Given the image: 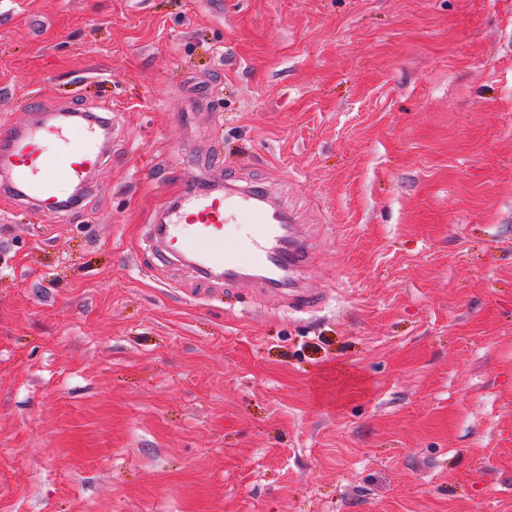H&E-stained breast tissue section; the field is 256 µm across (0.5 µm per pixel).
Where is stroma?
<instances>
[{"instance_id":"1","label":"stroma","mask_w":512,"mask_h":512,"mask_svg":"<svg viewBox=\"0 0 512 512\" xmlns=\"http://www.w3.org/2000/svg\"><path fill=\"white\" fill-rule=\"evenodd\" d=\"M109 120L0 194V512H512V0H0V127ZM268 189L290 287L151 234ZM75 113L50 114L29 131L0 130L1 186L20 200L39 202L53 212L63 202L61 180L83 188L89 173L100 167L103 153L97 122ZM59 146L50 150L48 143Z\"/></svg>"}]
</instances>
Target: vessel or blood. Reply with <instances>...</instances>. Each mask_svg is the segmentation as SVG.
<instances>
[{
	"mask_svg": "<svg viewBox=\"0 0 512 512\" xmlns=\"http://www.w3.org/2000/svg\"><path fill=\"white\" fill-rule=\"evenodd\" d=\"M96 122L73 113L49 115L29 131L0 129V187L18 199L39 202L57 210L60 181L84 186L89 173L100 167L103 153ZM290 214L278 210L264 188L190 190L169 209L155 235L167 249L189 255L200 276H224L236 281L249 271L264 272L269 292L286 287L285 273L309 259L308 247L287 242ZM244 225L245 234L224 242V226Z\"/></svg>",
	"mask_w": 512,
	"mask_h": 512,
	"instance_id": "obj_1",
	"label": "vessel or blood"
}]
</instances>
